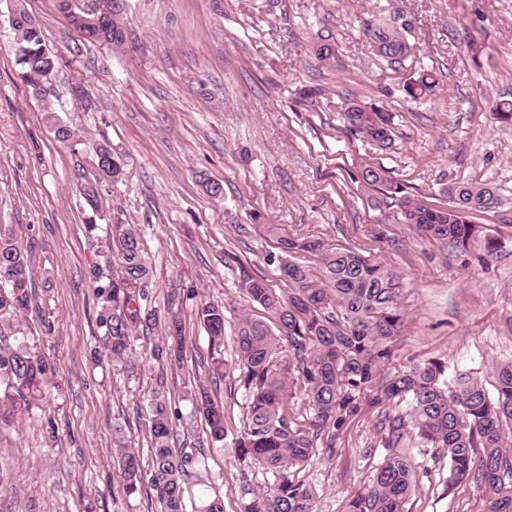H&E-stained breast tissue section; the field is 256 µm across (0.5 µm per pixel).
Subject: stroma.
Segmentation results:
<instances>
[{"mask_svg":"<svg viewBox=\"0 0 512 512\" xmlns=\"http://www.w3.org/2000/svg\"><path fill=\"white\" fill-rule=\"evenodd\" d=\"M17 1L65 60L49 98L54 111L79 139L108 138L125 157L126 181L108 202L141 229L157 309L171 289H184L187 356L162 365L142 352L131 378L119 366L91 363L99 336L84 273L95 251L75 192L76 157L54 140L43 106L19 80L13 32L0 24V224L26 230L36 297L24 320L60 381L45 413L0 428V512H158L151 492L126 498L112 424L126 423L132 448L148 462L145 399L160 383L182 414L178 433L207 440L205 420L186 398L188 379L211 353L196 304L224 302L231 327L253 312L238 283L243 273H261L281 287V237L321 238L400 277L401 327L384 375L439 358L493 385V363L512 360V127L491 118L495 102L512 99V0H128L119 48L83 40L58 0H0V16ZM397 14L411 22L415 46L400 71L373 55L362 28L366 18ZM321 35L335 47L326 60L312 50ZM474 40L485 45L477 59ZM420 68L439 83L415 101L402 85ZM78 81L93 109L71 100ZM310 88L318 94L308 103L302 93ZM352 100L394 113L391 148L347 133L343 108ZM366 161L389 168L432 206L446 205L453 183L491 185L497 207L471 220L504 239L506 250L467 263L421 237L379 192L350 179ZM207 179L223 185L221 197L208 196ZM267 224L277 225L278 238L266 236ZM212 396L224 405L227 437L208 449V469L224 512H241L243 484L264 488L273 477L244 470L234 455L246 420L243 390L229 376ZM358 405L336 432L335 454L299 474L312 488L313 512H344L377 463L364 451L378 445L380 414L396 404L375 407L363 395ZM49 417L58 428L53 441ZM404 448L418 482L409 512H480L473 486L446 492L447 460L414 437Z\"/></svg>","mask_w":512,"mask_h":512,"instance_id":"35a3bbf8","label":"stroma"}]
</instances>
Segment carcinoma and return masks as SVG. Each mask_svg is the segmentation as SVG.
I'll return each instance as SVG.
<instances>
[{"label":"carcinoma","mask_w":512,"mask_h":512,"mask_svg":"<svg viewBox=\"0 0 512 512\" xmlns=\"http://www.w3.org/2000/svg\"><path fill=\"white\" fill-rule=\"evenodd\" d=\"M107 2L111 15L96 24L78 23L82 14L78 0H59L58 7L70 24H79L86 40L120 47L125 41L126 3ZM411 27L405 19L398 25L366 21L363 33L375 56L391 68H400L414 53L407 37ZM13 33L14 46L22 47L15 54L19 72L59 70V55L22 8ZM437 84L434 72L421 69L404 90L418 99ZM344 114L350 132L381 149L391 144L394 116L387 109L349 102ZM492 116L496 123L512 126V102L495 104ZM45 120L57 142L74 140V128L55 112L46 110ZM80 167L76 191L85 211V231L97 249L87 277L103 342V349L91 356L124 367L132 377L137 372L133 336L140 330L150 334L160 320L150 292L153 272L136 226L112 216L107 206L110 187L126 177L122 156L105 138L87 141ZM355 179L384 195L404 223L450 251L482 264L506 248V243L469 220L471 212L497 203L490 186L458 183L445 189L446 206L432 207L378 163L361 165ZM277 243L286 289L271 287L262 276L243 275L240 291L263 316L243 315L234 329L233 371L247 400L244 430L235 441L237 459L273 476L270 487L246 492L243 512H312L310 488L296 479L295 472L336 452V429L356 412L355 395L361 392L372 393L374 404L396 400L406 403L407 410L379 417L382 447L365 453L379 456L380 461L369 481L348 501L346 512H407L417 471L401 448L413 432L423 447L448 460V488L469 483L482 493L483 512H512V360L494 366L491 393L480 378L468 372L450 376L448 365L435 360L409 366L378 392L373 386L395 357L402 287L397 274L354 250L328 249L318 238H279ZM300 253L318 258V273L295 261ZM4 268L10 270V278L0 287V326L6 329L0 331V407L6 403L9 410L0 412V424L43 407L47 388L58 377L56 365L38 351L31 328L20 322L31 304L33 271L27 249L10 224L0 226V270ZM180 299L175 290L167 295L164 334L150 348L158 361L180 362L187 355L182 323L174 312ZM195 313L212 346L208 377L216 385L224 380L225 306L202 300ZM296 386L308 411L305 423L288 414V397ZM187 392L205 417L211 444L224 446V405L214 401L197 379L188 382ZM147 408L152 446L151 463L145 468L130 446L126 427L120 422L112 425V452L126 496L147 487L160 512H187L186 495L191 487L200 486L192 512H224L201 449L177 444L174 419L179 414L165 392L150 391Z\"/></svg>","instance_id":"1"}]
</instances>
